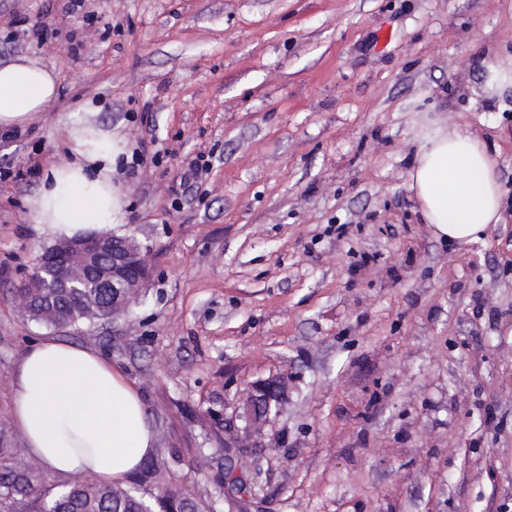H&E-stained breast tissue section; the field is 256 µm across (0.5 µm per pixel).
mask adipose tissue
Wrapping results in <instances>:
<instances>
[{
	"instance_id": "obj_1",
	"label": "adipose tissue",
	"mask_w": 512,
	"mask_h": 512,
	"mask_svg": "<svg viewBox=\"0 0 512 512\" xmlns=\"http://www.w3.org/2000/svg\"><path fill=\"white\" fill-rule=\"evenodd\" d=\"M59 76L37 60L0 64V128L27 125L57 95ZM68 157L52 167L30 204L36 220L68 238L97 233L121 213L112 165L121 148L111 132L74 114L64 124ZM409 189L437 236L482 240L502 219L497 160L475 134L435 129L409 170ZM13 424L26 456L60 475L102 481L138 471L156 452L141 395L123 371L94 350L42 338L19 360Z\"/></svg>"
}]
</instances>
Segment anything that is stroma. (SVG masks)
Returning <instances> with one entry per match:
<instances>
[{"label":"stroma","mask_w":512,"mask_h":512,"mask_svg":"<svg viewBox=\"0 0 512 512\" xmlns=\"http://www.w3.org/2000/svg\"><path fill=\"white\" fill-rule=\"evenodd\" d=\"M504 52L512 0H0V63L60 76L45 112L0 131L12 447L16 365L52 336L140 391L157 451L126 484L217 512H512V93L485 90ZM88 110L126 145L110 229L150 273L122 319L58 329L14 289L58 238L29 200ZM438 126L498 156L503 217L481 241L437 237L409 189ZM200 154L210 170L186 184ZM268 378L284 402L231 450L225 419Z\"/></svg>","instance_id":"obj_1"}]
</instances>
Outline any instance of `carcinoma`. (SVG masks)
<instances>
[{
	"instance_id": "1",
	"label": "carcinoma",
	"mask_w": 512,
	"mask_h": 512,
	"mask_svg": "<svg viewBox=\"0 0 512 512\" xmlns=\"http://www.w3.org/2000/svg\"><path fill=\"white\" fill-rule=\"evenodd\" d=\"M82 300L61 302L66 289L47 281L44 300L58 305L55 319L43 318L39 312H26L29 319L55 326L69 327L80 323L102 322L111 312L112 289L95 284L80 289ZM17 449L0 430V512H197L200 505L185 499L187 492L165 487L156 494L137 487L100 484L84 479L51 484L29 471L17 470Z\"/></svg>"
}]
</instances>
